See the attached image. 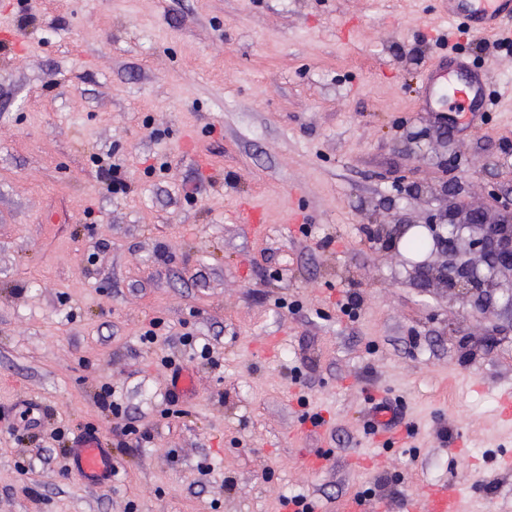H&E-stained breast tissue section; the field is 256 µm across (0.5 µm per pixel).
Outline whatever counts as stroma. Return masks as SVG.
Instances as JSON below:
<instances>
[{
	"label": "stroma",
	"instance_id": "obj_1",
	"mask_svg": "<svg viewBox=\"0 0 512 512\" xmlns=\"http://www.w3.org/2000/svg\"><path fill=\"white\" fill-rule=\"evenodd\" d=\"M4 30L25 52L0 48V512H277L297 494L407 512L444 483L512 512V311L472 314L416 278L439 256L376 236L512 197V45L441 0H0ZM455 48L491 74L472 122L416 101ZM244 199L264 236L235 223ZM177 366L197 389L172 405ZM105 386L139 446L119 447ZM376 395L400 418L387 447ZM89 430L112 448L103 488L69 458ZM377 401L378 396H373L370 402V413L373 416V421H370L369 425L370 432L377 440L394 444L398 439L399 432L391 422L393 415L390 409L383 408Z\"/></svg>",
	"mask_w": 512,
	"mask_h": 512
}]
</instances>
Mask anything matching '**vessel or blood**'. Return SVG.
<instances>
[{
    "label": "vessel or blood",
    "instance_id": "obj_1",
    "mask_svg": "<svg viewBox=\"0 0 512 512\" xmlns=\"http://www.w3.org/2000/svg\"><path fill=\"white\" fill-rule=\"evenodd\" d=\"M444 10L449 20L463 21L475 32L512 40V0H444ZM450 81L456 84L453 94L455 111L473 114L493 106V99L486 95L487 70L471 68L464 57L457 55L429 63L417 90V101L424 111H439L437 92L441 85ZM235 220L253 235L263 234L266 230L263 211L247 201L240 203ZM370 413L371 434L377 440L395 443L399 432L391 421V411L375 402ZM71 455L76 472L86 482L94 486L111 482L115 469L112 450L100 438L86 436L78 439L71 448ZM407 512H467L465 491L448 484L431 486L426 495L409 501Z\"/></svg>",
    "mask_w": 512,
    "mask_h": 512
}]
</instances>
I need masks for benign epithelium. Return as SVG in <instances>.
<instances>
[{
	"label": "benign epithelium",
	"mask_w": 512,
	"mask_h": 512,
	"mask_svg": "<svg viewBox=\"0 0 512 512\" xmlns=\"http://www.w3.org/2000/svg\"><path fill=\"white\" fill-rule=\"evenodd\" d=\"M499 204L495 217L483 209L448 204V210L424 225L431 240L430 254L441 255L444 261L415 265V274L425 285L447 288L483 318L512 310V198ZM413 228V224H390L385 240L396 245Z\"/></svg>",
	"instance_id": "7a95c632"
}]
</instances>
